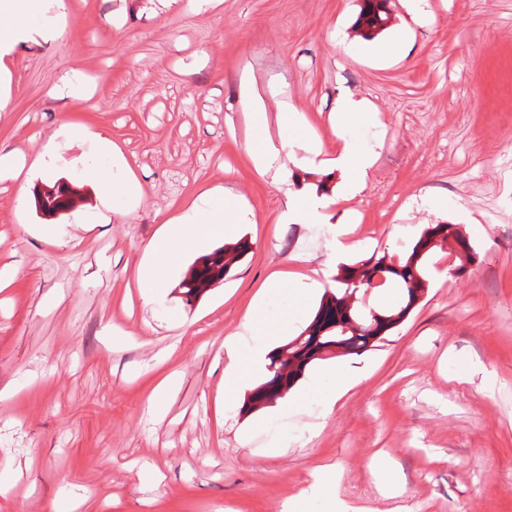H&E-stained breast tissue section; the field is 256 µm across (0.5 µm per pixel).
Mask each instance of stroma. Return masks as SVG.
<instances>
[{
  "label": "stroma",
  "mask_w": 512,
  "mask_h": 512,
  "mask_svg": "<svg viewBox=\"0 0 512 512\" xmlns=\"http://www.w3.org/2000/svg\"><path fill=\"white\" fill-rule=\"evenodd\" d=\"M16 0L0 150L47 165L0 180V512H512V0H390L377 41L362 0ZM397 42L389 59L377 43ZM368 115L336 126V101ZM266 135L254 139L256 122ZM124 158L116 163L99 137ZM372 157L356 195L343 142ZM276 156L280 179L254 163ZM141 191L104 199L100 183ZM65 184L77 205L35 199ZM254 215L249 250L193 301L178 285L224 244L187 242L161 287L136 266L164 222L206 189ZM314 193L327 218L280 220ZM454 224L476 257L464 277L436 251L431 285L375 347L310 364L283 400L221 393L224 339L254 303L300 333L319 297L263 292L274 273L331 287L339 263L404 251ZM352 242L332 256L337 233ZM359 376L337 394L333 371ZM385 451L404 492L369 468ZM333 478V498L316 484ZM72 206L71 192L66 186L54 184L38 196V207L45 215L54 216Z\"/></svg>",
  "instance_id": "obj_1"
}]
</instances>
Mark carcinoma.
I'll return each mask as SVG.
<instances>
[{
  "mask_svg": "<svg viewBox=\"0 0 512 512\" xmlns=\"http://www.w3.org/2000/svg\"><path fill=\"white\" fill-rule=\"evenodd\" d=\"M389 0H363L357 26L370 40L385 30L389 19ZM72 206L71 192L66 186L53 185L38 196V207L53 216ZM448 249L458 264L451 274L462 275L472 262L471 241L454 224H432L422 231L410 248L399 257L388 253L354 264H341L333 276L334 288L325 292L308 325L294 338L275 348L271 354L269 375L252 391L250 403L257 408L290 390L306 368L334 348L346 354H358L374 346L403 322L429 288V260L436 249ZM248 242L227 243L212 253L195 260L190 273L179 288L189 298L199 297L213 283L224 280L248 252ZM391 286L396 299L375 312L348 307L349 298L359 292L367 294Z\"/></svg>",
  "mask_w": 512,
  "mask_h": 512,
  "instance_id": "carcinoma-1",
  "label": "carcinoma"
}]
</instances>
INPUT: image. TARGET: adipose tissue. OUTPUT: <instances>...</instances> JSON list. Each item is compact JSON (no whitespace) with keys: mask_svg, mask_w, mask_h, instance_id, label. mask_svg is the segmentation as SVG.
Masks as SVG:
<instances>
[{"mask_svg":"<svg viewBox=\"0 0 512 512\" xmlns=\"http://www.w3.org/2000/svg\"><path fill=\"white\" fill-rule=\"evenodd\" d=\"M246 219V213L226 204L220 196L214 199L211 208L207 210L201 209L195 201L186 204L180 214L166 220L159 235L149 244L151 260L139 266V282L147 287L154 286L175 268L185 233H192L200 241L213 235L232 232L237 224ZM287 329V322H266L260 309L255 308L245 315L240 331L225 337V398H234L240 386L266 373L272 339Z\"/></svg>","mask_w":512,"mask_h":512,"instance_id":"obj_1","label":"adipose tissue"}]
</instances>
